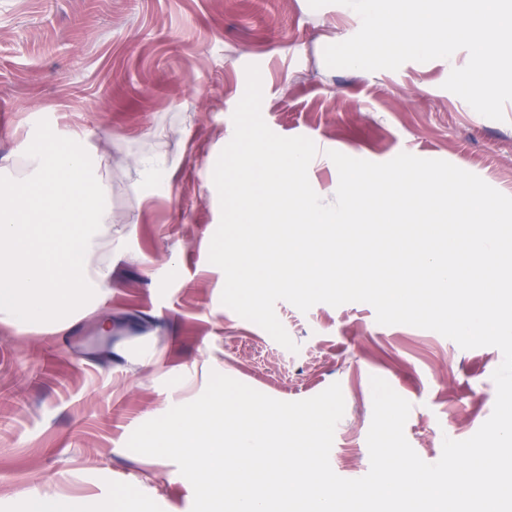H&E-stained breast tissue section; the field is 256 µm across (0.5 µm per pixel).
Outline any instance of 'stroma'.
<instances>
[{
    "label": "stroma",
    "mask_w": 512,
    "mask_h": 512,
    "mask_svg": "<svg viewBox=\"0 0 512 512\" xmlns=\"http://www.w3.org/2000/svg\"><path fill=\"white\" fill-rule=\"evenodd\" d=\"M358 30L336 0L316 10L308 0H0V175L35 173L25 151L37 121L54 116L90 155L111 215L89 253L108 283L88 304L41 328L0 313V512H25L34 493L191 512L177 465L126 443L198 398L214 371L282 401L340 384L330 464L346 479L370 468L371 377L411 403L405 436L428 463L444 439H468L491 416L497 348L378 324L366 303L303 313L280 301L292 352L221 302L212 171L252 63L267 126L317 146L308 177L325 203L337 190L332 150L445 160L512 196V102L495 121L443 87L467 51L395 71L328 68L324 48ZM106 326L102 360L92 343Z\"/></svg>",
    "instance_id": "obj_1"
}]
</instances>
